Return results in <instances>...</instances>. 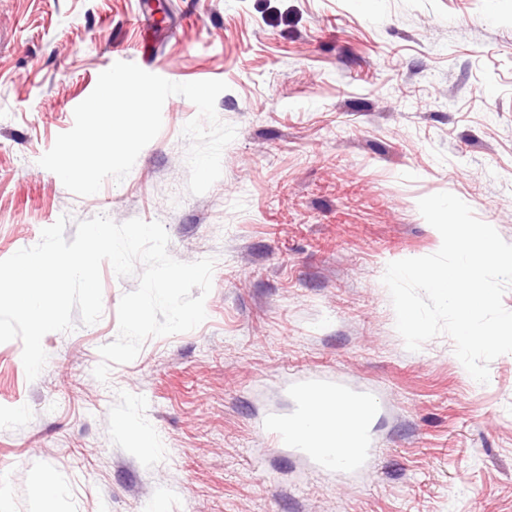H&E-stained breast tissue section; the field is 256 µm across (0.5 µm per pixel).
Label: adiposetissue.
Wrapping results in <instances>:
<instances>
[{"label": "adipose tissue", "instance_id": "adipose-tissue-1", "mask_svg": "<svg viewBox=\"0 0 512 512\" xmlns=\"http://www.w3.org/2000/svg\"><path fill=\"white\" fill-rule=\"evenodd\" d=\"M302 408L277 418L275 427L287 447L302 448L313 457L331 458L346 468L351 461L346 448H365L375 418L371 403L350 393L311 390L300 397Z\"/></svg>", "mask_w": 512, "mask_h": 512}]
</instances>
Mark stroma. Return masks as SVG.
Wrapping results in <instances>:
<instances>
[{"instance_id":"35a3bbf8","label":"stroma","mask_w":512,"mask_h":512,"mask_svg":"<svg viewBox=\"0 0 512 512\" xmlns=\"http://www.w3.org/2000/svg\"><path fill=\"white\" fill-rule=\"evenodd\" d=\"M118 61L227 83L216 112L237 134L204 194L187 190L197 108L179 95L97 194L39 166ZM440 192L512 243V0H0V259L105 214L215 260L206 320L148 338L107 382L99 349L138 283L110 263L101 319L46 334L35 380L21 340L0 343V512H512V354L480 384L448 336L408 351L382 283L440 248L417 206ZM336 387L377 407L352 470L270 426ZM123 420L154 434L150 454Z\"/></svg>"}]
</instances>
